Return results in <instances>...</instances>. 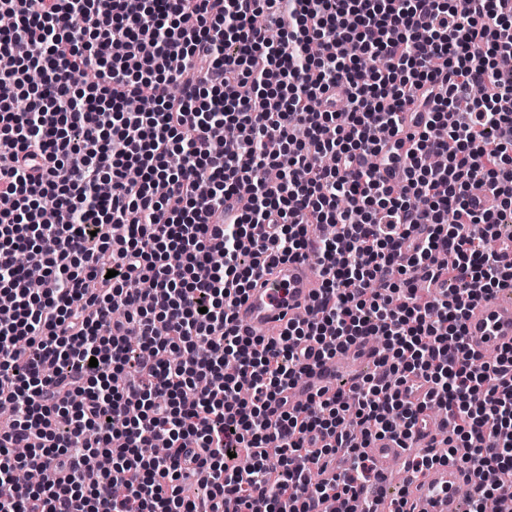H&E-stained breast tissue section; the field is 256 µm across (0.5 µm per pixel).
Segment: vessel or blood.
Segmentation results:
<instances>
[{"label":"vessel or blood","instance_id":"1","mask_svg":"<svg viewBox=\"0 0 512 512\" xmlns=\"http://www.w3.org/2000/svg\"><path fill=\"white\" fill-rule=\"evenodd\" d=\"M320 278L309 263L292 261L279 265L274 276L251 288L236 309L238 320L255 334L275 337L289 319L301 316L311 304ZM470 345L481 354L512 346V300H504L499 292L487 294L466 321ZM370 455L383 470L403 464L406 451L389 438L371 442ZM469 478L458 464L438 466L430 470L420 490L412 494L413 503L423 512H458L456 490Z\"/></svg>","mask_w":512,"mask_h":512}]
</instances>
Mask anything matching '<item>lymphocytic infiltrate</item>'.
<instances>
[{
    "instance_id": "f902f5d3",
    "label": "lymphocytic infiltrate",
    "mask_w": 512,
    "mask_h": 512,
    "mask_svg": "<svg viewBox=\"0 0 512 512\" xmlns=\"http://www.w3.org/2000/svg\"><path fill=\"white\" fill-rule=\"evenodd\" d=\"M503 2L0 0V512H358L371 441L437 405L448 443L409 470L461 462L468 512H496L512 347L485 360L466 320L512 281ZM288 261L319 293L265 339L235 310ZM370 336L372 374L303 392Z\"/></svg>"
}]
</instances>
